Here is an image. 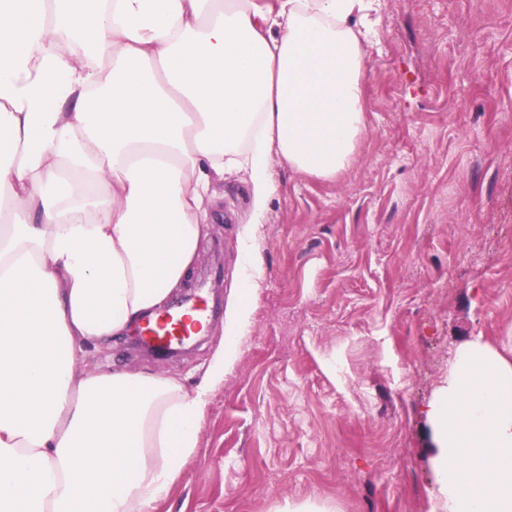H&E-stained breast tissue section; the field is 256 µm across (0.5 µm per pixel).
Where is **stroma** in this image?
I'll list each match as a JSON object with an SVG mask.
<instances>
[{
	"instance_id": "stroma-1",
	"label": "stroma",
	"mask_w": 512,
	"mask_h": 512,
	"mask_svg": "<svg viewBox=\"0 0 512 512\" xmlns=\"http://www.w3.org/2000/svg\"><path fill=\"white\" fill-rule=\"evenodd\" d=\"M367 48V126L336 180L273 162L255 252L245 177L185 288L217 305L207 334L157 358L132 336L77 370L194 389L247 297L238 357L198 444L152 512H442L425 408L459 348L512 361V0H382Z\"/></svg>"
}]
</instances>
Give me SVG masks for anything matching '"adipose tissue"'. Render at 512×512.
Here are the masks:
<instances>
[{
	"label": "adipose tissue",
	"instance_id": "obj_1",
	"mask_svg": "<svg viewBox=\"0 0 512 512\" xmlns=\"http://www.w3.org/2000/svg\"><path fill=\"white\" fill-rule=\"evenodd\" d=\"M381 0H0V512H151L235 362L195 390L76 361L182 287L225 176L332 180L366 129Z\"/></svg>",
	"mask_w": 512,
	"mask_h": 512
}]
</instances>
